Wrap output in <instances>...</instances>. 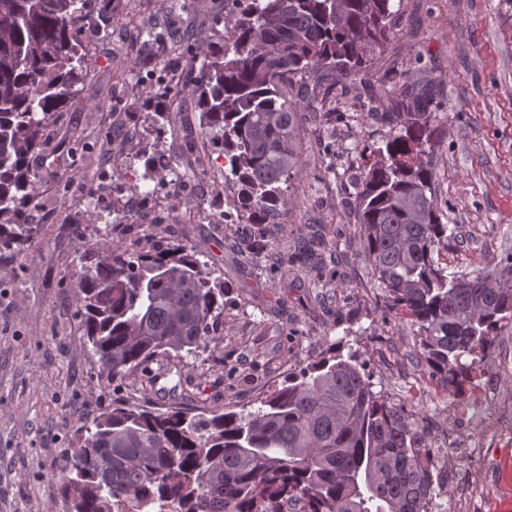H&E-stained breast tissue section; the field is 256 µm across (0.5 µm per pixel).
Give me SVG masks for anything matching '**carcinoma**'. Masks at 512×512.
Masks as SVG:
<instances>
[{
  "instance_id": "obj_1",
  "label": "carcinoma",
  "mask_w": 512,
  "mask_h": 512,
  "mask_svg": "<svg viewBox=\"0 0 512 512\" xmlns=\"http://www.w3.org/2000/svg\"><path fill=\"white\" fill-rule=\"evenodd\" d=\"M97 2L0 0V251L20 259L40 233L26 214L38 179L29 159L94 72L82 31L98 24ZM395 2L224 0L212 24L226 35L209 45L146 30L141 65L176 53L195 74L199 134L185 142L194 168L175 178L196 176L211 155L205 143L220 146L224 185L255 225L252 241L262 238L288 205L300 112L333 111L334 84L357 79L385 51L401 18ZM156 91L161 118L181 91ZM364 94L387 109L393 132L357 185L367 269L456 398L512 322V252L473 272L438 265L448 225L435 195L436 86L408 76ZM73 288L90 351L114 382L148 361L208 348L224 314V285L186 245L103 248ZM425 422L373 392L356 355L339 354L288 376L246 414L114 405L78 427L57 482L68 512H284L286 503L296 512H429L438 477Z\"/></svg>"
}]
</instances>
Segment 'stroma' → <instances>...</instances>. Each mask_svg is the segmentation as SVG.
Returning a JSON list of instances; mask_svg holds the SVG:
<instances>
[{"mask_svg":"<svg viewBox=\"0 0 512 512\" xmlns=\"http://www.w3.org/2000/svg\"><path fill=\"white\" fill-rule=\"evenodd\" d=\"M99 0L111 22L108 39L88 26L97 94L55 115L38 169L35 221L44 231L27 259L0 258V512H68L54 478L74 447L75 430L113 403L194 413L253 410L290 373L317 362L328 349L363 362L373 390L406 401L435 419L446 406L430 393L409 396L401 372L384 368L378 352L397 348L404 369L426 373L409 321L395 317L368 273L353 210L357 183L391 127L367 111L361 85L390 89L404 74L440 86L437 119L444 135L435 147V192L451 234L435 259L452 271H471L512 250V6L504 0H402L403 22L358 84L337 83L336 111L301 113L295 141L303 148L291 179L288 207L270 217L264 245H247L244 224H213L209 208L223 201L224 169L178 183L162 174L154 197L135 193L131 171L146 154L175 159L187 127L198 124L197 99L183 93L175 123L154 118L151 76L136 61L132 12L149 8L158 26L189 25L212 42L211 11L221 0ZM91 157L73 151L74 139ZM120 224H105L112 207ZM83 210L74 233L71 208ZM327 234L332 254L307 268L300 240ZM144 250L186 244L224 282V323L216 346L176 362L166 378L141 367L112 382L92 358L77 315L72 282L81 260L97 246ZM203 381L206 402L184 398L185 380ZM151 383L150 394L139 387ZM470 485L491 486L490 506L474 512H512V447L481 448L470 469L449 468L442 502Z\"/></svg>","mask_w":512,"mask_h":512,"instance_id":"stroma-1","label":"stroma"}]
</instances>
